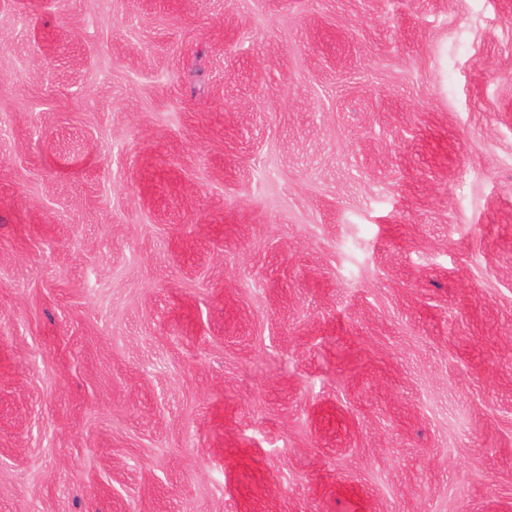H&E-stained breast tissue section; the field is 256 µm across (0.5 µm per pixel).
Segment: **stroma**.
I'll return each mask as SVG.
<instances>
[{"instance_id":"35a3bbf8","label":"stroma","mask_w":512,"mask_h":512,"mask_svg":"<svg viewBox=\"0 0 512 512\" xmlns=\"http://www.w3.org/2000/svg\"><path fill=\"white\" fill-rule=\"evenodd\" d=\"M0 512H512V0H0Z\"/></svg>"}]
</instances>
